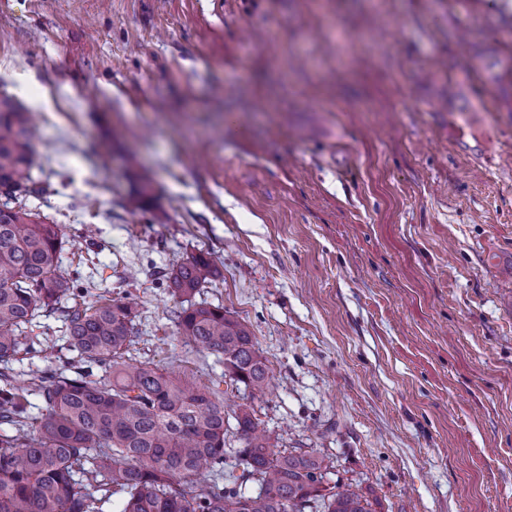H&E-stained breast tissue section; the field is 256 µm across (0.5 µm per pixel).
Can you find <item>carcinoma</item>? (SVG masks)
Masks as SVG:
<instances>
[{
  "label": "carcinoma",
  "instance_id": "carcinoma-1",
  "mask_svg": "<svg viewBox=\"0 0 512 512\" xmlns=\"http://www.w3.org/2000/svg\"><path fill=\"white\" fill-rule=\"evenodd\" d=\"M36 137L31 113L1 95L0 362L40 353L23 328L60 309L67 341L41 369L0 372V512H104L114 495L120 512H376L349 483L324 487L327 456L276 449L250 404L132 354L140 312L129 294L76 301L87 289L62 259L66 225L26 204L43 192ZM218 274L204 251L172 264L176 333L254 399L269 367L252 332L195 301ZM32 395L44 402L36 416Z\"/></svg>",
  "mask_w": 512,
  "mask_h": 512
}]
</instances>
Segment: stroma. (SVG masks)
Instances as JSON below:
<instances>
[{
	"label": "stroma",
	"mask_w": 512,
	"mask_h": 512,
	"mask_svg": "<svg viewBox=\"0 0 512 512\" xmlns=\"http://www.w3.org/2000/svg\"><path fill=\"white\" fill-rule=\"evenodd\" d=\"M0 94L38 118L29 205L97 228L65 260L138 296V358L223 385L164 280L210 252L278 449L377 512H512V0H0ZM26 334L17 372L63 318Z\"/></svg>",
	"instance_id": "35a3bbf8"
}]
</instances>
